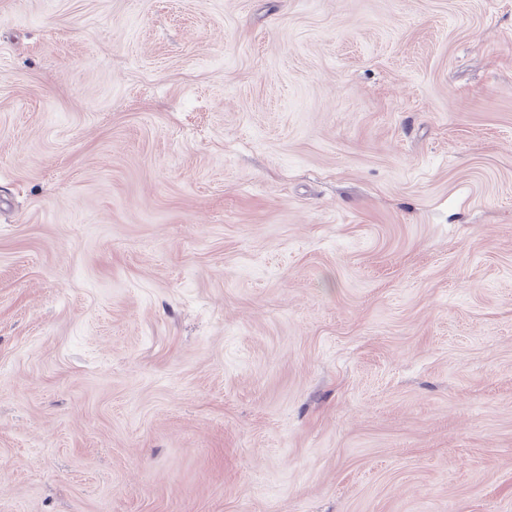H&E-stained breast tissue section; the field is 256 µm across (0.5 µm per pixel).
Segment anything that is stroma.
<instances>
[{
  "instance_id": "obj_1",
  "label": "stroma",
  "mask_w": 512,
  "mask_h": 512,
  "mask_svg": "<svg viewBox=\"0 0 512 512\" xmlns=\"http://www.w3.org/2000/svg\"><path fill=\"white\" fill-rule=\"evenodd\" d=\"M0 512H512V0H0Z\"/></svg>"
}]
</instances>
